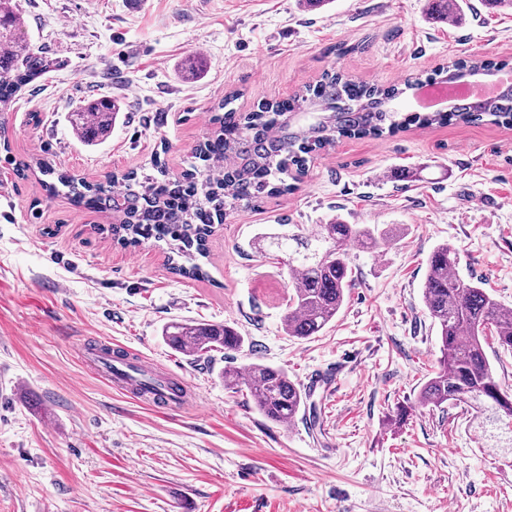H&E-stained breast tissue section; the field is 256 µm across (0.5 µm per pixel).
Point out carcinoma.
Listing matches in <instances>:
<instances>
[{"label":"carcinoma","instance_id":"obj_1","mask_svg":"<svg viewBox=\"0 0 512 512\" xmlns=\"http://www.w3.org/2000/svg\"><path fill=\"white\" fill-rule=\"evenodd\" d=\"M430 10L441 21L459 22L466 0H429ZM28 53L22 18L11 0H0V111L8 109L17 88L33 81L36 73L21 71L16 58ZM505 62L460 58L438 68L427 81H437L450 72L500 70ZM403 88L356 82L340 71L325 73L307 98L321 103L322 120L308 125L289 123L288 111L278 102H266L253 112H224L220 130L199 144L195 157L202 162L224 160L222 171L198 177L194 171L182 179L166 177L163 164L155 160L158 175L139 180L130 175L121 191L112 181L87 183L66 173H55L40 165L45 176L56 181L42 182L48 195L57 185L68 188L72 198L88 201L116 213L118 223L110 226L112 239L138 246L151 238L169 245L177 256L207 254L206 242L215 221L228 211L258 204L266 196L286 194L295 189L284 175L290 168L301 173L307 157L331 146L344 135L379 137L390 134L407 122L423 128L455 123L487 121L512 127V92H507L484 107L473 110L458 106L452 112L401 116L394 102ZM118 111L114 101L97 99L71 114V125L81 139L94 142L109 137ZM270 246L287 256L293 296L282 319L291 337L308 339L332 322L354 287L346 247L375 251L387 234L362 224L338 220L318 224L309 231L299 228L288 233H266ZM454 248L442 244L430 255L423 284L425 307L440 331L438 371L419 390L417 403L437 409L457 402L475 413L477 426L486 444L512 455V390L496 380L484 349L488 337L512 351V309L499 303L479 281L466 282L456 274ZM174 273L192 279L207 277L198 263L174 264ZM168 346L196 360L211 352H238L245 337L226 324L171 321L162 330ZM224 385L243 388L255 408L268 420L290 424L306 409L309 394L289 379L288 373L262 363H251L240 370L224 368Z\"/></svg>","mask_w":512,"mask_h":512}]
</instances>
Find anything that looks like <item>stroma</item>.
Instances as JSON below:
<instances>
[{"mask_svg": "<svg viewBox=\"0 0 512 512\" xmlns=\"http://www.w3.org/2000/svg\"><path fill=\"white\" fill-rule=\"evenodd\" d=\"M16 3L47 71L0 127V512H512V457L486 447L464 405L416 404L440 355L422 295L432 251L451 245L460 278L512 307V129L337 138L293 192L215 226L204 280L173 273L165 242L117 244L112 212L47 196L34 167L120 187L159 160L174 178L218 131L224 96L249 112L334 68L402 85L460 57L512 61V11L470 0L455 24L433 20L428 0ZM100 97L122 115L88 146L70 116ZM335 218L394 239L350 249L345 306L319 335L290 337L288 271L259 236ZM173 320L228 324L252 348L190 361L162 338ZM107 342L181 379L195 404L151 406L113 388L91 358ZM255 361L303 387L341 370L311 393L315 413L285 427L224 385L227 364ZM403 403L412 413L390 424Z\"/></svg>", "mask_w": 512, "mask_h": 512, "instance_id": "obj_1", "label": "stroma"}]
</instances>
